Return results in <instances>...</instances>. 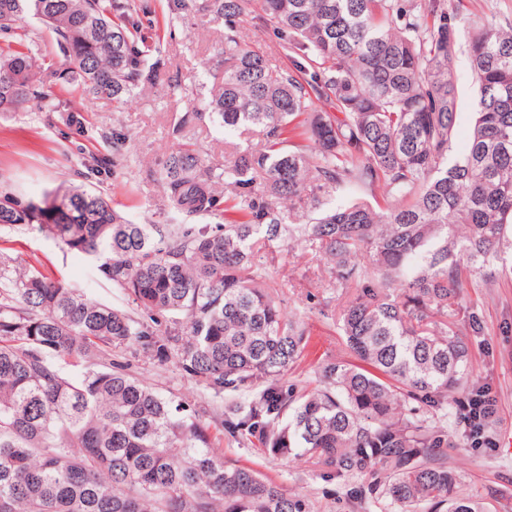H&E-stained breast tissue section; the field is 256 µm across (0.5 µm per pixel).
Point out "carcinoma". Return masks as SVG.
<instances>
[{
  "instance_id": "carcinoma-1",
  "label": "carcinoma",
  "mask_w": 512,
  "mask_h": 512,
  "mask_svg": "<svg viewBox=\"0 0 512 512\" xmlns=\"http://www.w3.org/2000/svg\"><path fill=\"white\" fill-rule=\"evenodd\" d=\"M168 16L224 24V75L203 102L226 134L256 132L216 171L201 150L171 149L160 179L169 209L221 224H137L93 188L38 200L0 174V226L35 225L121 289L128 311L87 296L0 251V512H309L258 470L224 460L213 433L255 437L275 458L304 459L350 496L408 512H489L459 493L462 433L485 439L491 397L470 370L454 319L485 270L512 273V17H477L461 35L448 0H167ZM129 0H0V35L34 19L55 36L60 91L80 86L126 102L157 76ZM273 30L288 64L242 35ZM475 91L467 151L453 155L458 55ZM31 56L0 48V112L42 94ZM323 100L331 112L318 111ZM49 126L92 137L58 100ZM93 155L88 176L109 173ZM347 200L334 204L331 197ZM301 246L354 356L314 370L313 388L284 385L305 348V322L267 290L259 257ZM133 344L173 358L211 397L161 395L112 355ZM241 398L224 400V391Z\"/></svg>"
}]
</instances>
